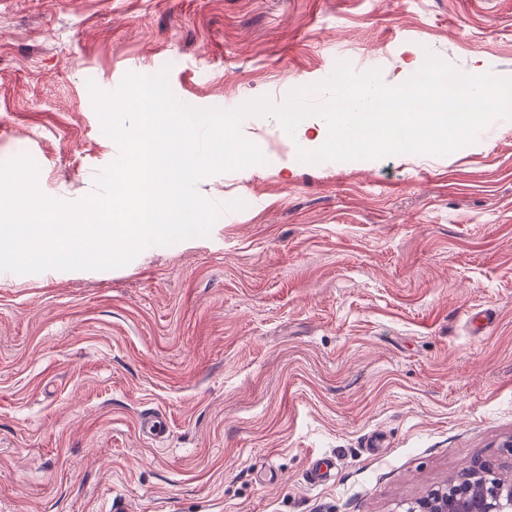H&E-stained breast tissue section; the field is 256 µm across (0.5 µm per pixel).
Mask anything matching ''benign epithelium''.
<instances>
[{"label": "benign epithelium", "mask_w": 512, "mask_h": 512, "mask_svg": "<svg viewBox=\"0 0 512 512\" xmlns=\"http://www.w3.org/2000/svg\"><path fill=\"white\" fill-rule=\"evenodd\" d=\"M494 471L488 462L474 461L465 468L463 477L405 501L401 512H512V483L499 481ZM475 483L483 488L479 499L471 495Z\"/></svg>", "instance_id": "1"}]
</instances>
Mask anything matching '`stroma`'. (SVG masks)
Listing matches in <instances>:
<instances>
[{"mask_svg": "<svg viewBox=\"0 0 512 512\" xmlns=\"http://www.w3.org/2000/svg\"><path fill=\"white\" fill-rule=\"evenodd\" d=\"M409 47L512 77V0H0V161L75 204L118 155L89 85L164 71L231 110L340 61L394 83ZM242 132L266 161L199 181L245 203L209 236L0 274V512H397L473 459L512 472V120L365 165ZM336 475L335 462L328 458H316L314 463L309 467L306 475L307 481L310 485H321Z\"/></svg>", "mask_w": 512, "mask_h": 512, "instance_id": "1", "label": "stroma"}]
</instances>
